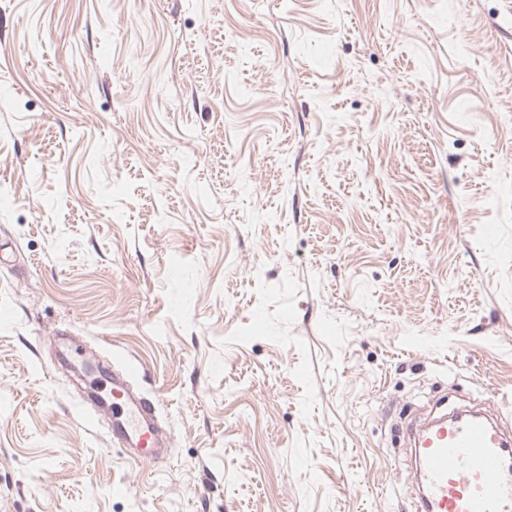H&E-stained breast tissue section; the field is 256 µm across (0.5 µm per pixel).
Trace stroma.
<instances>
[{
    "label": "stroma",
    "mask_w": 512,
    "mask_h": 512,
    "mask_svg": "<svg viewBox=\"0 0 512 512\" xmlns=\"http://www.w3.org/2000/svg\"><path fill=\"white\" fill-rule=\"evenodd\" d=\"M443 398L512 430V0H0V512H412ZM133 375L131 366L112 369V377L107 369H96L90 372L89 385L95 393H104L102 400L111 402L112 440L131 448L137 460L157 463L167 455L162 450L163 434L154 403L134 391Z\"/></svg>",
    "instance_id": "35a3bbf8"
}]
</instances>
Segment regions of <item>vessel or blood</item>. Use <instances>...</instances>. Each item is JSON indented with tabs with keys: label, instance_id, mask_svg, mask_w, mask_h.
Here are the masks:
<instances>
[{
	"label": "vessel or blood",
	"instance_id": "1",
	"mask_svg": "<svg viewBox=\"0 0 512 512\" xmlns=\"http://www.w3.org/2000/svg\"><path fill=\"white\" fill-rule=\"evenodd\" d=\"M132 367L93 370L89 385L107 394L112 438L131 448L137 460L165 456L154 403L137 394ZM417 486L414 512H512V434L479 411L459 410L410 429Z\"/></svg>",
	"mask_w": 512,
	"mask_h": 512
}]
</instances>
